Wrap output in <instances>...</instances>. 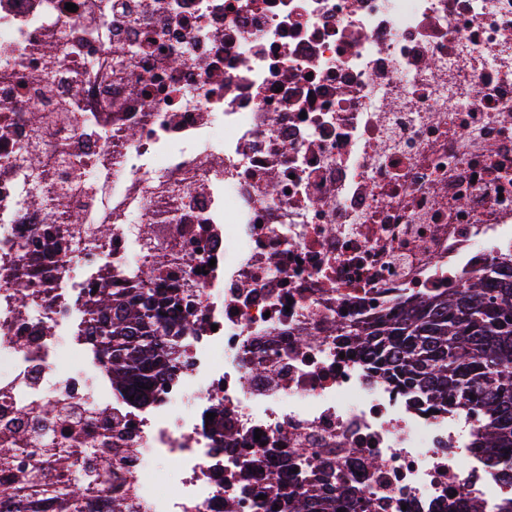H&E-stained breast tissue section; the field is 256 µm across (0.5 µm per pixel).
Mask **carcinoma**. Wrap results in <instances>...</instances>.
Returning a JSON list of instances; mask_svg holds the SVG:
<instances>
[{"label":"carcinoma","instance_id":"cac0c4a2","mask_svg":"<svg viewBox=\"0 0 512 512\" xmlns=\"http://www.w3.org/2000/svg\"><path fill=\"white\" fill-rule=\"evenodd\" d=\"M49 209L63 206L58 184L46 172L30 173ZM58 224H42L32 245L41 266L16 283L20 300L54 258ZM475 278L452 297L418 298L401 315L355 334L374 367L395 383L446 406L476 398L492 417L481 448H512V280L488 290ZM87 310L112 381L145 398L170 367L177 344L168 339L175 298L161 289L138 292L112 287V267ZM112 449L91 448L61 424L58 439L36 453L16 447L4 428L0 437V478L6 499L0 512H87L89 497L112 480ZM285 512H315L311 491L280 487Z\"/></svg>","mask_w":512,"mask_h":512}]
</instances>
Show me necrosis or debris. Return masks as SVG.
Listing matches in <instances>:
<instances>
[{
	"label": "necrosis or debris",
	"instance_id": "obj_1",
	"mask_svg": "<svg viewBox=\"0 0 512 512\" xmlns=\"http://www.w3.org/2000/svg\"><path fill=\"white\" fill-rule=\"evenodd\" d=\"M78 160L49 284L19 301L54 220L27 174ZM494 264L512 0H0V426L33 451L63 416L115 449L93 512H258L285 466L349 512H499L512 448L490 461L485 417L432 413L351 338ZM108 267L179 299L146 401L86 320Z\"/></svg>",
	"mask_w": 512,
	"mask_h": 512
}]
</instances>
